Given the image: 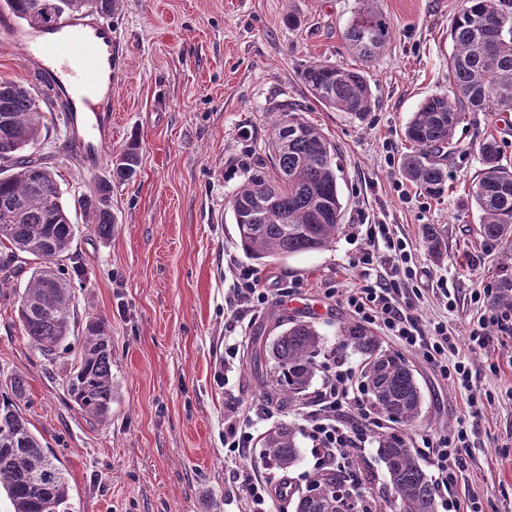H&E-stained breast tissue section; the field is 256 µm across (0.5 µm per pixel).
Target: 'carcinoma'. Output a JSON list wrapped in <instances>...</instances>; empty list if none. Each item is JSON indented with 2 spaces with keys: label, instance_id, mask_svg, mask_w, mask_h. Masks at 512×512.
<instances>
[{
  "label": "carcinoma",
  "instance_id": "1",
  "mask_svg": "<svg viewBox=\"0 0 512 512\" xmlns=\"http://www.w3.org/2000/svg\"><path fill=\"white\" fill-rule=\"evenodd\" d=\"M23 21L48 26L85 10L112 17L121 0H6ZM393 35L387 15L373 0H358L344 31L346 47L371 60L384 51ZM452 51L448 71L452 91L426 97L404 128L412 149L401 158L402 176L425 193L439 197L448 185V157L455 153L456 127L469 112L495 118L512 112V0H461L449 30ZM307 91L322 105L357 118L372 109L371 84L357 68L312 61L300 73ZM45 127L35 89L18 82H0V245L11 249L0 262V279L20 274L18 256L33 257L20 295L18 318L25 336L43 356L70 349L75 324L73 278L64 261L76 234L62 201L51 166L53 154L38 145ZM481 169L470 189L480 213V236L512 244V165L497 139L478 146ZM140 163V145L129 140L110 156V179L96 193L78 199L87 226L99 237L112 236V181L132 179ZM229 207L243 252L255 260L326 250L343 230V204L338 189V148L323 131L305 119L296 105L274 107L264 155L257 156L244 183L230 196ZM430 257L447 253L445 230L422 227ZM80 360L66 374L67 394L81 414L107 418L114 395L112 340L106 321L93 318L83 329ZM343 342L362 357V388L373 410L406 427H414L422 406L421 392L408 360L383 348L359 324L342 327ZM323 339L305 321L291 322L266 350L274 362L264 394L296 406L307 396L316 375ZM28 402L22 375L0 386V493L13 512H74L70 485L56 454L31 430L22 405ZM296 424L280 423L262 437L265 457L280 471L299 459ZM377 454L388 482L374 489L370 475L359 478L339 469H323L302 490L283 499L294 512H437L431 477L404 435L378 438Z\"/></svg>",
  "mask_w": 512,
  "mask_h": 512
}]
</instances>
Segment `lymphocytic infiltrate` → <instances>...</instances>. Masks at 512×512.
Instances as JSON below:
<instances>
[{"instance_id":"f902f5d3","label":"lymphocytic infiltrate","mask_w":512,"mask_h":512,"mask_svg":"<svg viewBox=\"0 0 512 512\" xmlns=\"http://www.w3.org/2000/svg\"><path fill=\"white\" fill-rule=\"evenodd\" d=\"M366 235L370 246L357 261L360 273L353 288L338 294V301L345 303L362 322L380 326L386 335L421 354L442 377L450 379L457 387L470 389L472 375L468 361L457 344L450 341L447 326L435 322L429 328H422L413 313L414 299L404 291L405 280L414 275L412 268L377 277L370 273L380 251L405 255V242L395 239L385 224L368 225ZM267 300L268 293L259 287L253 269L241 267L233 295L227 301L233 319H243ZM353 379L352 368L335 366L326 375L312 409L301 416L313 454L338 466L345 465L349 449L366 442L370 427L366 408L358 406L350 395ZM466 435L465 428L461 427L452 436L443 435L425 443L432 457L435 489L447 512H481L477 503L465 508L459 499L450 495L461 472L459 453Z\"/></svg>"}]
</instances>
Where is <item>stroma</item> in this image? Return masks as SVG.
Instances as JSON below:
<instances>
[{"label":"stroma","instance_id":"obj_1","mask_svg":"<svg viewBox=\"0 0 512 512\" xmlns=\"http://www.w3.org/2000/svg\"><path fill=\"white\" fill-rule=\"evenodd\" d=\"M377 3L393 36L372 61L352 55L343 40L357 0H122L112 16L125 67L112 87L110 146L138 138L141 165L133 182L112 186V237L99 238L77 211L69 251L71 265L85 269L74 283L79 318H104L112 340L115 398L105 420L82 415L66 393L63 379L79 337H72L70 352L44 358L18 320L26 276L0 283V384L17 374L27 378L25 413L58 456L75 512H243L239 474L259 471L280 480L259 445L243 460L225 459L224 416L233 408L245 417L269 407L270 417L257 418L253 428L257 438L277 423L299 422L300 407L261 396L271 362L248 358L289 321L314 323L327 351L360 366V355L340 344L342 327L357 317L326 292L353 286L352 264L368 246L367 225H390L408 243L422 323L447 322L463 341L492 310L483 291L512 276V246L479 235L469 189L486 136H495L512 162V113L497 122L484 112L467 113L455 131L457 151L448 159L442 197L405 180V123L425 97L451 89L449 30L459 2ZM291 13L298 28L284 22ZM316 59L365 72L375 104L364 118L326 108L307 92L300 72ZM282 101L295 103L338 148L343 231L329 249L257 261L239 245L228 199L263 152L270 110ZM43 110L42 135L55 151L51 164L70 203L107 179L110 161L91 170L73 158L63 148L65 128L53 101ZM425 224L445 230L442 261L427 253ZM242 265L254 269L269 300L234 323L226 301ZM442 281L457 293L453 306L438 293ZM228 338L240 340L242 351L230 374L224 371ZM380 342L410 362L423 395L415 427L384 418L382 434L409 436L424 464L423 438L466 421L467 466L456 494L476 496L484 512H512V338L498 336L488 349L467 351L469 391L394 337ZM472 396L481 406L474 419Z\"/></svg>","mask_w":512,"mask_h":512}]
</instances>
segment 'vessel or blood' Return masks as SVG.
I'll return each instance as SVG.
<instances>
[{"instance_id":"1","label":"vessel or blood","mask_w":512,"mask_h":512,"mask_svg":"<svg viewBox=\"0 0 512 512\" xmlns=\"http://www.w3.org/2000/svg\"><path fill=\"white\" fill-rule=\"evenodd\" d=\"M15 44L62 112L69 146L86 166H96L112 139V86L124 64L111 26L93 13L69 15L48 28L26 26L1 7L0 52Z\"/></svg>"}]
</instances>
